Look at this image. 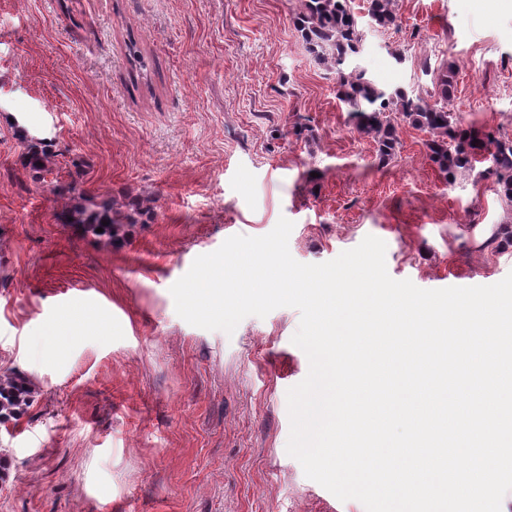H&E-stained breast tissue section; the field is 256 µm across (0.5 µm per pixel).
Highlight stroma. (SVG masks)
<instances>
[{"mask_svg":"<svg viewBox=\"0 0 512 512\" xmlns=\"http://www.w3.org/2000/svg\"><path fill=\"white\" fill-rule=\"evenodd\" d=\"M296 0H0V373L30 383L0 424V512H365L288 455L287 391L308 374L281 307L234 333L178 316L171 286L228 238L294 224L292 257L335 259L366 236L396 280L492 285L512 222L491 181L442 180L424 133L402 127L381 164L349 123L334 74L293 23ZM365 24L352 66L385 88L433 91L455 70L465 123L512 137V0H397ZM305 116L310 137L293 134ZM83 162L105 199L150 202L123 241L59 220L21 167L17 126ZM81 312L62 354L47 323ZM370 21L380 27H390L396 19V0H367Z\"/></svg>","mask_w":512,"mask_h":512,"instance_id":"obj_1","label":"stroma"}]
</instances>
